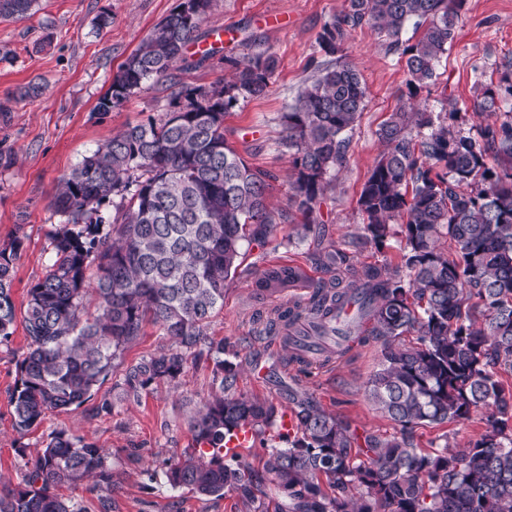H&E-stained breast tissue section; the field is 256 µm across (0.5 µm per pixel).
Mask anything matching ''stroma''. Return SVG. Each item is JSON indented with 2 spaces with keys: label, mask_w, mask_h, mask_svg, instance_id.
I'll list each match as a JSON object with an SVG mask.
<instances>
[{
  "label": "stroma",
  "mask_w": 512,
  "mask_h": 512,
  "mask_svg": "<svg viewBox=\"0 0 512 512\" xmlns=\"http://www.w3.org/2000/svg\"><path fill=\"white\" fill-rule=\"evenodd\" d=\"M179 0H36L30 15L0 20V151L14 153L0 166V245L21 237L12 297L24 312L27 291L52 262L48 232L60 218L51 202L60 178L84 156L125 126L169 110L166 82L148 80L141 91L112 112H97L119 65ZM344 0H212L202 34L224 23L237 29L225 41L223 55L183 73L184 82L207 85L229 74L228 58L260 53L274 55L277 69L264 97L239 101L224 122L231 147L253 167L272 176L268 204L276 211L291 208L290 162L282 144L281 115L305 83L336 59L351 61L367 88V107L350 134L347 161L332 170L331 189L320 205V226L298 235L293 224L279 225L276 241L266 248L244 245L238 273L228 286L224 308L207 328V336L223 343L225 355L240 365L239 392L271 398L281 412L292 411L294 397H312L323 409L347 421L360 435H390L397 428L369 400L367 386L381 360V343L362 335L342 352L314 356L311 364H294L284 336L269 333L268 323L301 291L324 278L316 261L320 248L336 244L357 268L395 264L402 236L384 247L363 242L358 198L382 145L377 131L402 102L406 92L404 64L387 52L381 37L365 29L324 54L317 36L343 8ZM112 24L98 29L103 9ZM512 60V0H467L456 38L440 61L433 83L423 87L415 107L438 112L452 109L455 125L475 135L478 120L472 104L483 87L498 83L504 63ZM272 265L303 270L297 285L258 294L255 281ZM8 342L0 344V486H16L26 461L44 448L51 433L66 430L110 451L109 461L121 475L112 491V512H245L235 493L203 496L171 487L164 471L168 460L192 444L188 421L216 384L213 362H188L174 383L153 385L126 397L120 387L126 367L169 348L171 341L153 325L128 344L116 367L91 402L47 414L26 435L13 427L10 394L17 381L16 363L26 348L24 325L15 322ZM110 401L111 414L93 415L94 406Z\"/></svg>",
  "instance_id": "1"
}]
</instances>
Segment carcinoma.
<instances>
[{
  "instance_id": "cac0c4a2",
  "label": "carcinoma",
  "mask_w": 512,
  "mask_h": 512,
  "mask_svg": "<svg viewBox=\"0 0 512 512\" xmlns=\"http://www.w3.org/2000/svg\"><path fill=\"white\" fill-rule=\"evenodd\" d=\"M34 2L0 0V19L24 17ZM465 2L344 0L317 42L330 55L354 32L378 31L404 62L412 98L434 81ZM210 8L211 0H180L126 57L96 105L106 114L155 78L178 87L172 110L114 134L59 181L52 208L64 221L49 231L53 262L28 290L23 316L28 346L11 395L15 430L23 436L47 414L90 401L119 351L151 323L172 345L124 370L125 394L171 383L188 359L205 354L219 381L190 417L192 447L165 470L170 486L205 496L235 492L248 512H268L258 496L266 479L286 501L282 512H512V392L500 380L501 372H512V110L502 111L512 102V64L474 101L483 119L476 138L448 123L453 112L405 103L380 127L384 150L357 204L363 238L378 248L400 224V265L358 270L330 244L319 256L330 278L312 285L309 304L295 302L278 314L290 345L297 336L350 339L355 323H331L356 305L382 342L370 399L400 426V436L367 435L361 443L339 416L298 398L296 429L277 434L288 447L268 449L258 475L224 463L220 449L242 425L256 434L274 427L279 409L237 392L238 364L224 358V345L211 342L206 330L224 309L243 243L267 245L294 216L269 208L272 176L224 139L226 114L239 98L268 93L275 58L232 60L231 73L208 86L175 81L174 71L189 68L187 50ZM409 23L420 31L412 43L401 38ZM366 106L359 71L338 61L282 113L290 202L301 215L297 233L319 223L328 175L345 163L347 133ZM22 246L17 237L0 247V341L13 334L12 284ZM301 278L295 267H271L256 287L261 293ZM90 293L96 310L89 315ZM411 332L416 341L402 342ZM477 413L482 429L462 450H424L413 442L418 425L468 421ZM26 468L23 483L0 490V512H79L59 490L85 482L100 512H112L120 474L85 437L54 433Z\"/></svg>"
}]
</instances>
